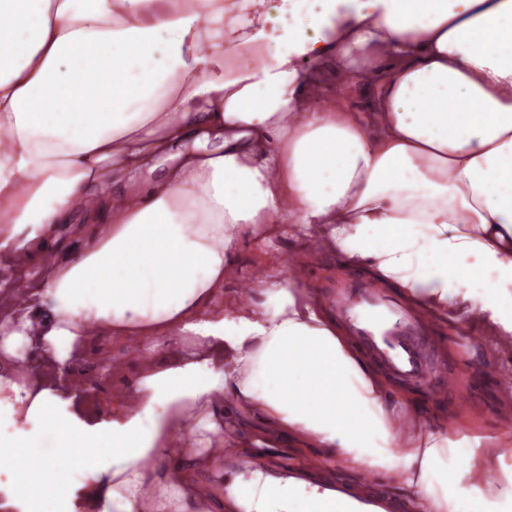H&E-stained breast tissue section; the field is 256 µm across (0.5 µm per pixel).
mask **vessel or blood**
I'll list each match as a JSON object with an SVG mask.
<instances>
[{"label": "vessel or blood", "instance_id": "obj_1", "mask_svg": "<svg viewBox=\"0 0 512 512\" xmlns=\"http://www.w3.org/2000/svg\"><path fill=\"white\" fill-rule=\"evenodd\" d=\"M336 310L351 325L357 344L374 355L395 374L423 379L426 362L424 314L403 311L396 295L378 282H366L341 291ZM224 496L233 501L235 512H258L265 490L288 489L299 493L300 512H414L412 503L389 495L371 479L348 483L334 476L313 474L306 466L290 464L270 469L258 454L227 452L224 459ZM248 473L255 479L252 494L238 490L236 478Z\"/></svg>", "mask_w": 512, "mask_h": 512}]
</instances>
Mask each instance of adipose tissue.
<instances>
[{
    "mask_svg": "<svg viewBox=\"0 0 512 512\" xmlns=\"http://www.w3.org/2000/svg\"><path fill=\"white\" fill-rule=\"evenodd\" d=\"M283 3L269 63L267 0H0V256L31 262L77 213L107 224L43 256L49 315L0 323V349L65 363L85 336L148 342L131 401L93 424L0 375V460L35 458L16 478L46 512H78L64 458L102 477L100 512H210L192 472L228 398L422 512H512V442L428 427L294 281L255 280L247 310L218 301L245 237L320 224L413 307L512 335V0ZM327 58L377 87L375 111L305 110Z\"/></svg>",
    "mask_w": 512,
    "mask_h": 512,
    "instance_id": "ef3b65f1",
    "label": "adipose tissue"
}]
</instances>
